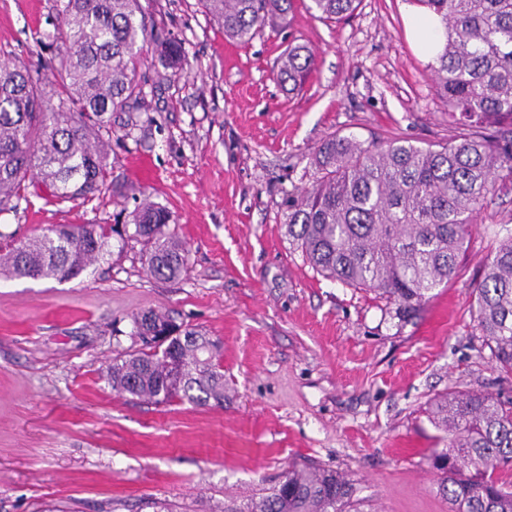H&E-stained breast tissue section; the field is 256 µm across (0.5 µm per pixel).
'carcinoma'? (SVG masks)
I'll return each instance as SVG.
<instances>
[{
    "label": "carcinoma",
    "mask_w": 512,
    "mask_h": 512,
    "mask_svg": "<svg viewBox=\"0 0 512 512\" xmlns=\"http://www.w3.org/2000/svg\"><path fill=\"white\" fill-rule=\"evenodd\" d=\"M296 0H199L224 36L248 42L267 26L287 23ZM324 21L351 16L360 0H311ZM438 16L444 45L430 65L436 94L455 122L445 144L395 139L365 143L332 136L313 152L311 187L288 196V237L318 273L373 291L415 314L448 283L464 252L470 224L497 186L512 182V0H416ZM57 24L45 35L59 90L45 95L23 64H0V212L28 194L85 205L107 192L112 112L142 95L137 81L152 30L140 0H55ZM156 51L169 67L185 61L181 44ZM313 52L294 45L277 72L303 87ZM170 212L145 203L111 224H59L28 241L0 242V275L79 277L117 235L143 246L149 274L164 281L188 269L187 250L169 229ZM477 328L502 371L512 373V233L484 265L473 302ZM131 318L130 335L157 337L107 369L112 389L156 404L224 406V369L210 337L147 311ZM178 359L180 376L172 375ZM430 421L444 447L433 449L437 494L453 512H512V400L450 391L434 398ZM354 480L313 463L293 467L275 485L224 512H351Z\"/></svg>",
    "instance_id": "cac0c4a2"
}]
</instances>
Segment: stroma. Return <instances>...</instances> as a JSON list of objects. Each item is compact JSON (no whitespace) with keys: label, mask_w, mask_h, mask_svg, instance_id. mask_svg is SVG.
<instances>
[{"label":"stroma","mask_w":512,"mask_h":512,"mask_svg":"<svg viewBox=\"0 0 512 512\" xmlns=\"http://www.w3.org/2000/svg\"><path fill=\"white\" fill-rule=\"evenodd\" d=\"M156 37L187 61L112 115V178L87 205L27 196L0 232L109 224L165 206L188 250L178 280L151 277L140 244L108 250L80 278L0 281V512H223L309 461L348 474L362 512H452L430 466L448 390L512 397V375L473 318L487 255L512 231V183L488 195L447 286L413 317L327 279L285 232L288 194L311 187L314 149L334 135L446 142L451 120L412 41V0H361L333 23L298 0L289 27L241 44L198 0H140ZM53 0H0V57L54 94L39 44ZM317 57L304 88L276 79L288 46ZM167 311L220 342L224 404L158 405L113 391L106 370L136 350L131 318Z\"/></svg>","instance_id":"1"}]
</instances>
